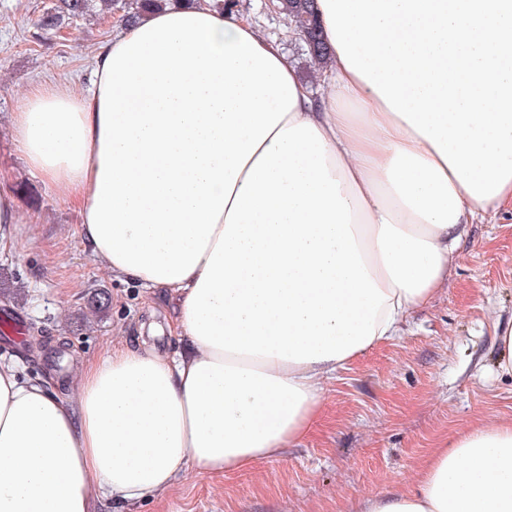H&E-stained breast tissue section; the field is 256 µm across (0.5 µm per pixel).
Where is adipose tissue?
Here are the masks:
<instances>
[{
	"mask_svg": "<svg viewBox=\"0 0 512 512\" xmlns=\"http://www.w3.org/2000/svg\"><path fill=\"white\" fill-rule=\"evenodd\" d=\"M315 76L206 0L117 27L89 91L28 87L30 171L174 353L122 342L74 393L0 361V512H96L311 433L322 382L395 336L465 225L512 208V0H317ZM365 512H512V422L457 433Z\"/></svg>",
	"mask_w": 512,
	"mask_h": 512,
	"instance_id": "obj_1",
	"label": "adipose tissue"
}]
</instances>
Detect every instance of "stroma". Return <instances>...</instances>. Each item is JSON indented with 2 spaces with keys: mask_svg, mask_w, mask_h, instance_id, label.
Instances as JSON below:
<instances>
[{
  "mask_svg": "<svg viewBox=\"0 0 512 512\" xmlns=\"http://www.w3.org/2000/svg\"><path fill=\"white\" fill-rule=\"evenodd\" d=\"M54 0H0V174L27 223L0 251V321L33 327L37 349L0 341V360L26 375L75 377V359H100L113 342L161 324L159 297L113 278L88 252L80 217L31 173L15 146L12 117L25 90L52 82L88 90L93 56L112 35V15L81 19L66 35L37 29ZM263 31L309 67L285 20L267 0H244ZM110 296L91 313L94 292ZM512 322V211L468 225L448 279L411 312L397 336L360 353L325 380L321 421L302 441L258 468L187 473L140 502H102L100 512H359L364 498L404 487L425 456L456 433L512 422V376L496 366L495 328Z\"/></svg>",
  "mask_w": 512,
  "mask_h": 512,
  "instance_id": "35a3bbf8",
  "label": "stroma"
}]
</instances>
